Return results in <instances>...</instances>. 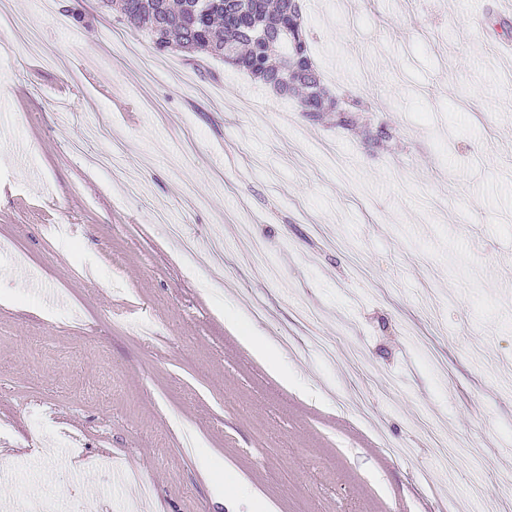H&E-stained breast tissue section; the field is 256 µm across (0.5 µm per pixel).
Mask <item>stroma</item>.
<instances>
[{
  "label": "stroma",
  "mask_w": 512,
  "mask_h": 512,
  "mask_svg": "<svg viewBox=\"0 0 512 512\" xmlns=\"http://www.w3.org/2000/svg\"><path fill=\"white\" fill-rule=\"evenodd\" d=\"M0 12V512H512V14L303 0L324 84L375 103L344 129L142 68L99 0ZM284 332L279 374L245 339Z\"/></svg>",
  "instance_id": "obj_1"
}]
</instances>
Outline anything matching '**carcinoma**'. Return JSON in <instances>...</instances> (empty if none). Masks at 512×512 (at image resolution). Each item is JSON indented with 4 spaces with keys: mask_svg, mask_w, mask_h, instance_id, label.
<instances>
[{
    "mask_svg": "<svg viewBox=\"0 0 512 512\" xmlns=\"http://www.w3.org/2000/svg\"><path fill=\"white\" fill-rule=\"evenodd\" d=\"M102 7L144 33L154 53L180 51L189 58L224 61L282 96L298 99L316 118L336 113V125L371 111L367 98L347 90L332 95L322 85L310 50L299 0H101Z\"/></svg>",
    "mask_w": 512,
    "mask_h": 512,
    "instance_id": "carcinoma-1",
    "label": "carcinoma"
}]
</instances>
